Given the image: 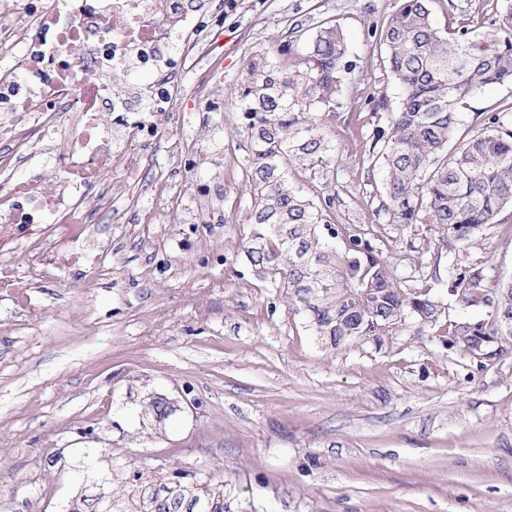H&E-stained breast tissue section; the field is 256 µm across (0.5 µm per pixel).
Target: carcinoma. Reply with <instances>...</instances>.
<instances>
[{
  "instance_id": "cac0c4a2",
  "label": "carcinoma",
  "mask_w": 512,
  "mask_h": 512,
  "mask_svg": "<svg viewBox=\"0 0 512 512\" xmlns=\"http://www.w3.org/2000/svg\"><path fill=\"white\" fill-rule=\"evenodd\" d=\"M390 73L402 90L389 131L377 132L374 155L387 173V206L404 224L433 226L437 251L463 253L482 228L512 206V128L495 112L477 114L480 132L455 140L458 108L488 86L512 84V0L491 28L436 27L429 0H403L383 29ZM345 38L329 22L307 40L301 65L285 68L262 53L244 67L234 101L251 139L245 175L253 189L250 227L242 241L252 275L282 292L288 309L332 346L358 338L379 339L411 318L419 332L437 323L440 302L430 289L408 292L382 252L290 183L292 165L314 167L330 150L316 112L336 98ZM451 292L487 318L448 327V345L482 358L512 335V282L489 287L477 274L457 271ZM144 413L171 416L164 397H152ZM112 512L224 510V481L206 476L184 481L175 470L143 480L138 474L112 489L101 483L96 499Z\"/></svg>"
}]
</instances>
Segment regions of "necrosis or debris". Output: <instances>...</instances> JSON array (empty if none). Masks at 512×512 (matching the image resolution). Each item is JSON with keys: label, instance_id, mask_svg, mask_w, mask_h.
I'll use <instances>...</instances> for the list:
<instances>
[{"label": "necrosis or debris", "instance_id": "4bbe7bcc", "mask_svg": "<svg viewBox=\"0 0 512 512\" xmlns=\"http://www.w3.org/2000/svg\"><path fill=\"white\" fill-rule=\"evenodd\" d=\"M11 18L0 25V56L14 58L0 74V112H22L27 125L0 122V253L25 240L26 286L59 275L74 252H54L46 239H67L87 228L93 215H107L116 198L133 197L130 174L143 164L145 146L158 139V118L186 128L165 83H158L147 120L115 93L114 78L153 67L158 50L178 51L180 68L191 71L211 56V34L224 21L223 0L193 10L184 0H0ZM55 136L52 170L30 169L14 181L7 173L36 134ZM126 146L124 174L101 183L112 163L113 139Z\"/></svg>", "mask_w": 512, "mask_h": 512}]
</instances>
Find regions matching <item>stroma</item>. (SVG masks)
Instances as JSON below:
<instances>
[{"label": "stroma", "instance_id": "stroma-1", "mask_svg": "<svg viewBox=\"0 0 512 512\" xmlns=\"http://www.w3.org/2000/svg\"><path fill=\"white\" fill-rule=\"evenodd\" d=\"M401 4L237 0L212 46L216 70L170 71L192 90L185 136L199 155L187 167L169 151L172 126L145 153L143 180L164 175L177 190L170 223H144L117 200L116 221L92 240L58 243L84 260L25 301L0 290V512H66L79 474L92 495L95 478L117 488L174 466L223 477L229 512H512V336L483 360L443 341L450 322L485 316L449 292L452 269L512 281V208L458 255L436 253L430 225L388 210L371 155L401 99L381 40ZM495 4L430 0L439 28L477 33ZM322 20L343 32L352 69L317 114L331 150L289 180L381 250L402 288L431 287L441 315L422 335L409 320L377 341L327 345L241 254L250 142L232 93L250 56L277 57L292 30ZM510 106L512 84L477 91L458 138L474 134L476 113ZM201 192L216 205L209 224L192 221ZM157 394L179 406L159 425L142 415Z\"/></svg>", "mask_w": 512, "mask_h": 512}]
</instances>
